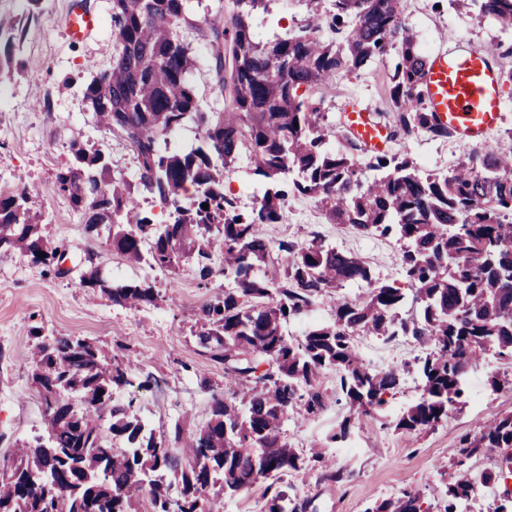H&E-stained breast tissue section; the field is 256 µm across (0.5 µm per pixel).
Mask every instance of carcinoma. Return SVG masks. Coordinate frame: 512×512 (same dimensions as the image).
<instances>
[{
	"instance_id": "1",
	"label": "carcinoma",
	"mask_w": 512,
	"mask_h": 512,
	"mask_svg": "<svg viewBox=\"0 0 512 512\" xmlns=\"http://www.w3.org/2000/svg\"><path fill=\"white\" fill-rule=\"evenodd\" d=\"M467 1L477 19L512 30V0ZM191 2L112 0V71L98 74L84 97L95 124L129 142L137 183L111 172L100 151L72 142L56 188L86 216V232L107 233L129 264L190 265L203 281L218 272L234 283L201 307L193 332L201 354L224 366V395L189 433L178 422L156 426L133 402L112 398L132 384L128 365L103 359L86 340L46 342L33 333L44 431L0 464V512H134L143 492L151 512H213L221 496L263 481L265 512H298L288 473L308 461L325 478L342 477L325 469L321 452L306 460L281 440L288 413L313 419L327 407L325 371L336 372V395L355 419L374 416L416 370L420 397L394 425L414 433L463 407L465 377L488 353L512 360V151H483L446 172H423L401 153L363 165L356 144L332 146L339 126L312 100L339 72L393 56L394 126L450 136L424 99L427 57L402 20L401 0H330L329 9L324 0H303L305 23L272 35L262 27L273 0H218L195 22ZM189 24L206 41L219 109L204 104L193 83L195 59L181 35ZM324 27L334 37H320ZM189 125L195 141L173 144L170 136ZM243 156L262 178L248 209L224 191V172ZM139 186L159 198L166 220L143 211ZM33 192L21 178L0 185V251L49 267L59 246L39 231ZM290 192L314 198L333 224L396 240L403 280L378 284L360 256L315 234L267 240L261 228L281 222ZM352 283L367 284L365 296L338 295ZM79 284L130 308L159 297L146 280L111 284L95 270ZM322 296L335 300L332 322L286 335V325ZM360 335L386 343L410 336L425 357L376 368L356 345ZM507 448L512 412L462 440L444 512H460L473 493L503 478L501 467L479 471L467 461ZM367 512L423 510L420 494L405 490Z\"/></svg>"
}]
</instances>
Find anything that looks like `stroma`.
Listing matches in <instances>:
<instances>
[{
  "label": "stroma",
  "mask_w": 512,
  "mask_h": 512,
  "mask_svg": "<svg viewBox=\"0 0 512 512\" xmlns=\"http://www.w3.org/2000/svg\"><path fill=\"white\" fill-rule=\"evenodd\" d=\"M98 16V32L74 40L64 26L70 0H0V17L16 23L11 59L0 70V183L23 177L39 194L31 207L40 217L47 239L62 243L63 275L47 272L16 252L0 254V458L9 456L17 441L40 432L41 413L32 381L29 352L32 329L43 340L58 336L80 338L95 345L102 356L119 357L132 368L130 385L114 390L119 400L135 401L143 418L157 424L181 421L193 428L206 422L213 393L224 390V367L202 355L192 328L203 304L223 293L222 275L201 282L192 267L170 273L129 265L102 238L85 231L83 215L55 190L57 173L72 161L70 141L104 151L114 172L135 178L137 164L128 142L105 132L92 121L84 91L99 72L112 67V0H82ZM402 17L417 34L428 55L464 44L487 48L512 43V33L490 20L480 21L457 0H402ZM390 62L340 73L322 94V111L341 117L351 104L382 113L391 111L386 87ZM503 117L487 142L412 135L392 140L390 152H408L423 171H445L473 153L512 148V83L501 85ZM269 240L309 239L319 233L337 248L362 257L382 280L399 278L401 250L392 239L368 238L345 224L329 223L309 196L289 195L283 219L266 224ZM99 270L107 280H148L162 298L153 305L126 308L105 297L90 299L79 285L83 272ZM364 357L387 367L421 356L413 339L389 344L372 336L358 337ZM512 373V361L489 357L466 377V405L451 412L445 423L420 433H400L389 422L420 395L414 375H407L388 397L381 415L350 420L344 403L329 402L315 419L289 417L284 440L299 454L326 446L341 481L322 479L318 471L289 474L302 512H366L372 504L402 491L421 493L425 512H443V468L458 457L461 437L494 415L512 411V390H492V376ZM151 379L150 389L140 381ZM348 425L353 453H340L331 435Z\"/></svg>",
  "instance_id": "35a3bbf8"
}]
</instances>
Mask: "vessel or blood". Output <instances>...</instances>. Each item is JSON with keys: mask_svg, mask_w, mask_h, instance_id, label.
<instances>
[{"mask_svg": "<svg viewBox=\"0 0 512 512\" xmlns=\"http://www.w3.org/2000/svg\"><path fill=\"white\" fill-rule=\"evenodd\" d=\"M72 38L83 39L99 26L98 17L79 6L65 16ZM424 98L436 122L464 140H480L502 118L500 77L491 49L459 47L429 59L423 78ZM341 125L367 150L380 152L390 138L369 109L344 112Z\"/></svg>", "mask_w": 512, "mask_h": 512, "instance_id": "vessel-or-blood-1", "label": "vessel or blood"}]
</instances>
